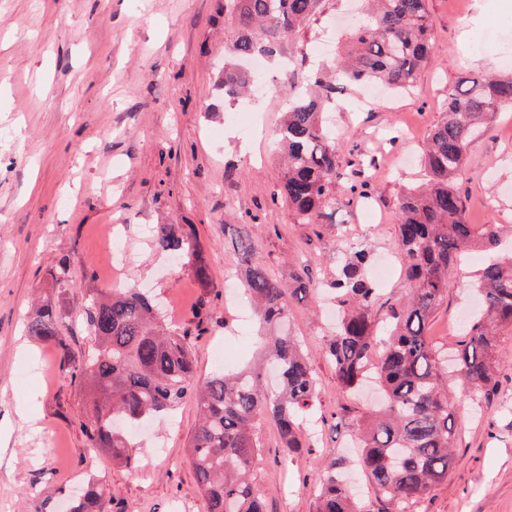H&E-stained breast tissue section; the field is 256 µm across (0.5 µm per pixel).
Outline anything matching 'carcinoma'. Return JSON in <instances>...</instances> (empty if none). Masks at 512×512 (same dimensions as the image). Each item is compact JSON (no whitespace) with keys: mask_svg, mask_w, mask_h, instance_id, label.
Wrapping results in <instances>:
<instances>
[{"mask_svg":"<svg viewBox=\"0 0 512 512\" xmlns=\"http://www.w3.org/2000/svg\"><path fill=\"white\" fill-rule=\"evenodd\" d=\"M370 19L349 36L346 56L336 63V81L314 78L313 86L290 95L277 129L283 156L282 191L298 224H322L336 210L331 187L340 177L341 147L325 125L324 105L338 81L384 82L413 87L432 54L427 0H374ZM325 0H224L232 26L220 86L239 98L253 84L236 60L271 56L280 40L308 26ZM448 94V105L433 127L424 153L426 182L400 199L397 244L404 258L410 296L392 304L386 325L374 315L378 289L366 276L367 253L342 268L333 283L340 319L324 348L340 390L353 393L372 371L384 403L353 424L357 466L392 505L382 512H406L448 478L453 462L455 420L448 400V354L427 336L430 319L448 295V276L463 253L480 241L488 259L475 282L480 314L466 326L467 342L456 355L461 391L481 401L496 385L499 329L512 327V252L503 248L501 228L468 224L455 184L467 148L484 117L512 107V78H468ZM162 251L191 259L197 282L209 286L206 259L190 248L178 224H161L153 236ZM243 283L257 305L263 358L279 383L268 388L253 367L202 379L190 345L192 328H172L157 305L135 288L90 297L87 316L94 337L82 360L67 351L63 317L51 307L27 321L30 335L61 351L60 369L86 384L89 400L81 427L94 448H103L127 467L139 462L115 419L133 425L176 409L195 397L199 421L190 442V462L207 512H266L258 485L250 478L261 448L257 424L277 428L281 447L297 454L306 447L304 414L315 398L316 378L308 355L288 334L287 290L263 267L247 265ZM316 512H371L358 502L342 475V459L328 450L316 467ZM105 488L91 484L70 512H101Z\"/></svg>","mask_w":512,"mask_h":512,"instance_id":"carcinoma-1","label":"carcinoma"}]
</instances>
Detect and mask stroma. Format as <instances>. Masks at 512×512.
Instances as JSON below:
<instances>
[{"mask_svg":"<svg viewBox=\"0 0 512 512\" xmlns=\"http://www.w3.org/2000/svg\"><path fill=\"white\" fill-rule=\"evenodd\" d=\"M221 0H0V512H59L89 482L112 494L105 512H206L188 449L198 424L194 398L145 423L136 468L89 449L80 426L87 390L64 378L54 345L29 336L25 316L50 303L65 313L68 350L93 344L91 291L133 287L161 299L169 322L202 323L191 346L200 376L252 359L253 306L235 273V248L252 256L292 298L288 329L310 354L317 380L308 450L285 456L273 423L253 475L267 512H315V468L325 449L350 466L370 512L381 507L353 461L350 425L374 405L342 393L322 351L336 311L332 282L352 251L396 271L375 306L384 320L410 285L400 266L399 197L424 180L423 145L450 92L465 77L512 75V0H427L435 44L410 91L341 85L330 125L343 161L364 155L363 175L337 179L339 201L322 224H298L280 191L274 138L283 99L229 104L218 86L231 31ZM356 0H327L309 28L286 38L269 75L295 84L333 69L344 32L361 23ZM365 185L367 197L356 193ZM456 186L468 223L512 225V110L487 119L470 143ZM191 228L206 258L200 287L186 258L153 248L157 225ZM124 250L110 252L108 237ZM69 264L71 281L53 275ZM477 258L456 268L435 310L433 343L458 349L476 311ZM497 386L483 406L455 394L457 442L447 480L413 512H512V331L498 338Z\"/></svg>","mask_w":512,"mask_h":512,"instance_id":"1","label":"stroma"}]
</instances>
